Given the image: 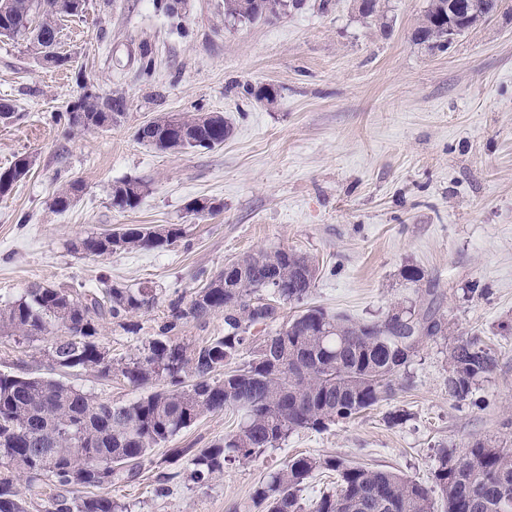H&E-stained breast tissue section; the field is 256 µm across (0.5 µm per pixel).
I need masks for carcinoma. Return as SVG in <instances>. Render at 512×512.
Masks as SVG:
<instances>
[{"instance_id":"1","label":"carcinoma","mask_w":512,"mask_h":512,"mask_svg":"<svg viewBox=\"0 0 512 512\" xmlns=\"http://www.w3.org/2000/svg\"><path fill=\"white\" fill-rule=\"evenodd\" d=\"M49 12L44 0H6L0 37L30 35V49L56 64V20L74 15L83 0H58ZM493 0H429L413 39L433 46L448 35L453 7L491 5ZM358 13L382 19L381 0H362ZM224 14L250 23L278 18L279 0H224ZM125 100L82 96L66 109L67 125L88 131L124 115ZM232 127L220 113L180 118L166 113L140 127L138 139L160 151H183L224 144ZM28 155L0 169V197L31 170ZM143 183L125 180L113 187L112 208L138 206ZM172 224L134 225L120 232L78 239L76 251L95 256L117 250H159L180 237ZM317 269L305 256L285 249L247 254L206 279L188 302L174 301L138 353L104 361L100 331L105 323L131 329L129 317L149 306V286L119 288L107 280L98 288L34 285L16 300L0 304V326L28 341L44 342L50 370L85 371L102 381L120 376L137 388H150L129 402L103 401L51 376L0 372V512H28L16 488L44 493L45 482L62 487L105 489L136 474L154 449L172 441L198 418L227 408L245 412L238 429L208 448H172L185 461L184 472L204 486L224 473L227 463H246L276 448L299 429L320 431L351 420L387 401L394 380L429 341L443 333V322L428 307L398 305L381 321H360L309 306L288 319L282 305L309 298ZM224 312V335L190 344L178 337L188 320ZM272 334L256 335L272 324ZM55 326L70 332L63 341L48 335ZM448 393L465 400L472 385L490 375L496 354L477 335L459 337L448 348ZM336 475V489L304 505L300 492L319 473ZM258 512H512V448L481 440L461 454L439 450L432 484L391 470L336 456L297 455L255 487ZM107 496L56 501V512H119Z\"/></svg>"}]
</instances>
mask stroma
Here are the masks:
<instances>
[{
	"mask_svg": "<svg viewBox=\"0 0 512 512\" xmlns=\"http://www.w3.org/2000/svg\"><path fill=\"white\" fill-rule=\"evenodd\" d=\"M84 0L62 17L57 65L22 40L0 39V168L33 159L28 176L0 198V302L32 285L97 287L100 279L149 285L157 304L132 317L134 331L108 324L113 356L137 352L158 330L170 300L191 297L235 258L285 248L318 268L309 304L380 321L417 301L405 266L435 283L441 336L402 371L387 404L322 431L299 430L279 447L200 487L167 462L168 449L108 493L127 512H253L251 493L298 454L339 456L432 481L437 449L476 440L512 447V0L438 53L411 34L427 0H385L380 21L355 0H302L272 21L235 24L224 0ZM126 100L116 125L69 132L62 113L83 83ZM274 86L275 103L248 90ZM218 112L233 132L214 149L160 152L136 138L161 114ZM136 179L140 205L118 211L112 188ZM80 191L64 212L57 193ZM218 211L188 213L193 200ZM133 224L179 225L162 250L92 256L73 242ZM477 333L498 366L466 400L448 392V347ZM41 342L0 330V370L44 373ZM65 382L104 400L140 389L73 371ZM404 419L391 426L388 413ZM233 409L206 415L176 448H207L236 430ZM171 446V447H172ZM166 493H159V486Z\"/></svg>",
	"mask_w": 512,
	"mask_h": 512,
	"instance_id": "1",
	"label": "stroma"
}]
</instances>
